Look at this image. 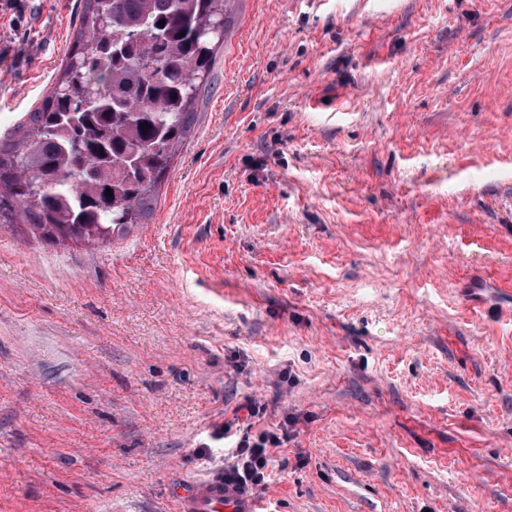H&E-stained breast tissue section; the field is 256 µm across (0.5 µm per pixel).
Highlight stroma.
<instances>
[{
	"label": "stroma",
	"instance_id": "obj_1",
	"mask_svg": "<svg viewBox=\"0 0 512 512\" xmlns=\"http://www.w3.org/2000/svg\"><path fill=\"white\" fill-rule=\"evenodd\" d=\"M80 0L0 16V135ZM512 0H238L154 213L0 223V512H178L239 404L267 512H512Z\"/></svg>",
	"mask_w": 512,
	"mask_h": 512
}]
</instances>
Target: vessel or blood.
I'll return each mask as SVG.
<instances>
[{
  "mask_svg": "<svg viewBox=\"0 0 512 512\" xmlns=\"http://www.w3.org/2000/svg\"><path fill=\"white\" fill-rule=\"evenodd\" d=\"M179 512H264L260 501L216 477L191 481L177 491Z\"/></svg>",
  "mask_w": 512,
  "mask_h": 512,
  "instance_id": "b4317fda",
  "label": "vessel or blood"
}]
</instances>
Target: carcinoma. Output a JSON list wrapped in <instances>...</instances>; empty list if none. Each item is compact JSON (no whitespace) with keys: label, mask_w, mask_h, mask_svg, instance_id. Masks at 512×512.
Returning <instances> with one entry per match:
<instances>
[{"label":"carcinoma","mask_w":512,"mask_h":512,"mask_svg":"<svg viewBox=\"0 0 512 512\" xmlns=\"http://www.w3.org/2000/svg\"><path fill=\"white\" fill-rule=\"evenodd\" d=\"M81 4L52 88L0 138V221L103 244L154 211L236 0Z\"/></svg>","instance_id":"cac0c4a2"}]
</instances>
